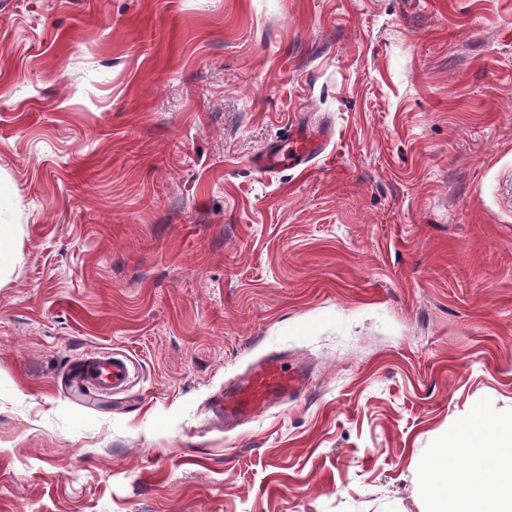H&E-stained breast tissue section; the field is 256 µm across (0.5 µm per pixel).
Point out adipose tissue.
Instances as JSON below:
<instances>
[{"label": "adipose tissue", "instance_id": "adipose-tissue-1", "mask_svg": "<svg viewBox=\"0 0 512 512\" xmlns=\"http://www.w3.org/2000/svg\"><path fill=\"white\" fill-rule=\"evenodd\" d=\"M421 468L431 512H512V421L473 413Z\"/></svg>", "mask_w": 512, "mask_h": 512}]
</instances>
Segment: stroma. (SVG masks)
<instances>
[{"mask_svg":"<svg viewBox=\"0 0 512 512\" xmlns=\"http://www.w3.org/2000/svg\"><path fill=\"white\" fill-rule=\"evenodd\" d=\"M0 221V512H427L512 419V0H0ZM270 353L306 392L225 430ZM330 136L328 128L311 134L308 127L292 122L285 137L275 146L264 149L257 157L256 164L266 171L306 169L310 160L321 153ZM12 224H0V281L4 275L12 272L16 255L11 246ZM132 373L130 360L117 353H87L79 366L76 383L101 393L119 394L127 390Z\"/></svg>","mask_w":512,"mask_h":512,"instance_id":"obj_1","label":"stroma"}]
</instances>
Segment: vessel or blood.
I'll return each mask as SVG.
<instances>
[{"label":"vessel or blood","mask_w":512,"mask_h":512,"mask_svg":"<svg viewBox=\"0 0 512 512\" xmlns=\"http://www.w3.org/2000/svg\"><path fill=\"white\" fill-rule=\"evenodd\" d=\"M330 136L329 129L313 134L306 126L292 123L285 137L275 146L264 149L256 163L267 171L307 168L310 160L321 153ZM131 373V362L126 356L91 352L81 361L76 383L101 393L119 394L127 390ZM305 385L303 371L288 369L278 356L271 355L253 366L243 381L225 388L214 397L207 410L225 422H237L295 397Z\"/></svg>","instance_id":"1"}]
</instances>
